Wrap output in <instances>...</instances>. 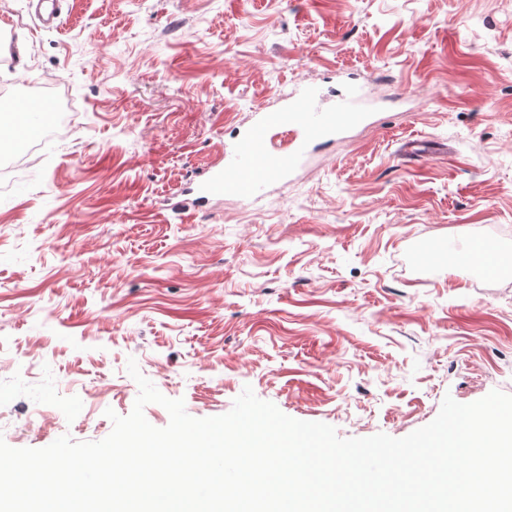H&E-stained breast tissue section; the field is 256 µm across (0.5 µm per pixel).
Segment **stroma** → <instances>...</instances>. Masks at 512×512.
<instances>
[{"label":"stroma","mask_w":512,"mask_h":512,"mask_svg":"<svg viewBox=\"0 0 512 512\" xmlns=\"http://www.w3.org/2000/svg\"><path fill=\"white\" fill-rule=\"evenodd\" d=\"M11 31L17 72L87 123L0 191V348L42 363L0 368L9 446L107 437L132 359L192 417L249 386L343 438L512 395V275L414 260L512 258V0H66ZM352 84L365 120L260 197L184 194L282 93ZM414 139L435 148L400 161ZM80 394L88 416L59 414ZM36 16L46 28H57L63 11V0H38Z\"/></svg>","instance_id":"35a3bbf8"}]
</instances>
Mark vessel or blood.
I'll return each instance as SVG.
<instances>
[{
  "label": "vessel or blood",
  "mask_w": 512,
  "mask_h": 512,
  "mask_svg": "<svg viewBox=\"0 0 512 512\" xmlns=\"http://www.w3.org/2000/svg\"><path fill=\"white\" fill-rule=\"evenodd\" d=\"M62 11L63 0H38L36 16L44 27L54 28L59 24ZM57 109L54 97L39 96L34 104L17 107L18 124L28 136H37L42 127L34 117L35 112ZM363 118V113L350 99L344 98L334 106L323 108L316 104L313 92H290L285 95L281 108L259 112L255 125L233 144L225 163L195 182L193 189L203 199L226 194L254 199L272 179L286 175L309 146L360 124ZM277 131L294 132L291 149L282 151L275 147L272 137Z\"/></svg>",
  "instance_id": "b4317fda"
}]
</instances>
